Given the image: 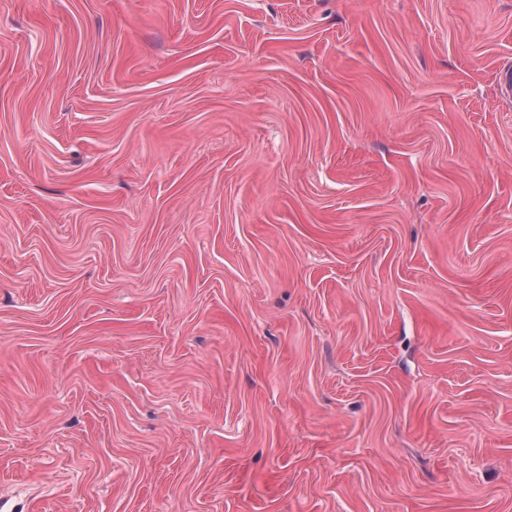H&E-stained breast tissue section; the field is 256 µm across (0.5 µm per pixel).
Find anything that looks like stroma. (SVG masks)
<instances>
[{"mask_svg": "<svg viewBox=\"0 0 512 512\" xmlns=\"http://www.w3.org/2000/svg\"><path fill=\"white\" fill-rule=\"evenodd\" d=\"M512 0H0V512H512Z\"/></svg>", "mask_w": 512, "mask_h": 512, "instance_id": "1", "label": "stroma"}]
</instances>
